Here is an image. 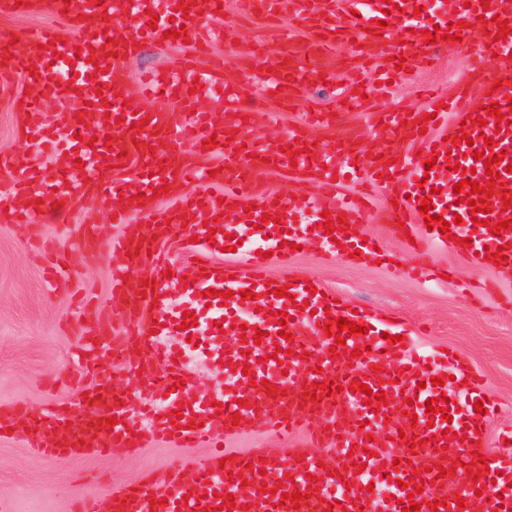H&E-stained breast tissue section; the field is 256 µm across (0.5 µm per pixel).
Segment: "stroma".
Wrapping results in <instances>:
<instances>
[{"label":"stroma","mask_w":512,"mask_h":512,"mask_svg":"<svg viewBox=\"0 0 512 512\" xmlns=\"http://www.w3.org/2000/svg\"><path fill=\"white\" fill-rule=\"evenodd\" d=\"M51 26L60 34L71 27L60 15L38 12L0 16V28L19 36L12 51L24 52L27 37ZM213 47L263 65L279 51L275 24L242 17L236 0H224V14L212 19ZM481 39L473 34L463 42H448L440 50L434 69L402 79L391 92L376 101L378 110L421 109L425 86L452 91L455 84L473 79L471 49ZM188 44L157 46L141 42L123 63L128 103L137 107V89L147 75L160 73L172 56L187 52ZM345 67H337L336 80L313 81L295 100L267 122L247 126L249 142L287 138L305 113L328 111L336 115L337 129L361 122L362 115L343 106L347 91ZM30 86L18 77L11 93L0 94V151H23L20 98ZM116 197L103 198L95 208L63 207L51 212L41 227L43 237L72 242L76 228H93L98 236L119 233L108 214ZM360 232L379 238L384 261L369 259L352 264L339 256L325 257L313 244L296 255L295 274L317 280L337 299L371 311L382 320L397 319L409 327L424 326L425 335L414 337L423 350L449 349L465 358L484 378L487 392L500 407L487 418L485 429L490 449H497V434L512 425V269L486 266L475 270L452 253L437 249L431 257L444 278L432 285L415 282L404 269L415 259L404 232L374 213ZM46 253L31 241L27 225L13 223L0 206V407L22 400L33 408L47 401L66 402L72 412L82 411V379L72 369L70 357L82 346L72 324L98 321L101 313L78 312L69 296L53 294L43 279ZM113 257L102 256L75 271L73 286L81 293L107 303ZM488 280L495 291L472 289V282ZM199 448H181L171 441H150L138 453L115 448L105 454L54 462L31 454L21 437H0V512H72L75 499L101 501L117 488L149 473L163 474L174 463L202 456Z\"/></svg>","instance_id":"35a3bbf8"}]
</instances>
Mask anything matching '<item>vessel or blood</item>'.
I'll use <instances>...</instances> for the list:
<instances>
[{
  "label": "vessel or blood",
  "mask_w": 512,
  "mask_h": 512,
  "mask_svg": "<svg viewBox=\"0 0 512 512\" xmlns=\"http://www.w3.org/2000/svg\"><path fill=\"white\" fill-rule=\"evenodd\" d=\"M222 0H0V14L29 12L44 7L65 13L73 24L69 39L56 29L45 28L26 41L29 57L52 63V72L38 74L35 89L24 99V136L37 154H1L0 170L11 174L6 198L16 223L38 225L41 215L36 200L50 203L70 199L95 202L109 194L123 195L114 209L113 223L122 231L108 241L90 237L83 245L89 251H104L123 257L112 271L107 319L86 329L88 349L79 374L90 381L83 391L88 414L74 420L68 406L55 404L35 411L18 402L0 410V435H25L27 445L46 459L69 460L103 454L113 448L129 450L152 439H166L188 448H208L209 453L189 467L173 466L163 482L140 481L136 488L112 491L108 498L92 503L90 512H212L222 497L235 498L232 512H402L401 500L415 489L420 512H475L477 500L489 512H512V454L488 460V473L473 484L466 466L476 455L485 454L478 444L474 425L485 419L495 405L486 399L481 379L462 358L442 352L425 356L399 342V325L378 319L366 309H353L333 294H311L308 279L294 276L291 244H323L329 254L361 252L378 254L377 240L362 239L357 229L373 208L375 196L392 200L391 218L420 225L416 250L445 246L470 266L485 267L484 250L504 248L512 267V230L490 234L487 227L472 222L470 207L458 194L447 193L449 183H460L467 170L485 184L488 173L500 176L512 193V34L498 38L499 22L512 24V0H441L437 10L423 6L424 0H395L397 7L384 13L382 0H239L241 11L263 18L282 17L295 22L305 36L281 40L278 60L271 72L250 67L248 61L228 62L226 55L208 52L209 30L205 25ZM170 19V26H150L149 13ZM111 16L120 23V34L108 39L102 19ZM386 28H377L379 20ZM460 23L461 36H469L470 25L482 31L484 55L493 53L494 69L484 60L474 62L482 80L478 88L462 82L453 94L432 95L425 111L379 112L374 127L380 134L404 141L394 151L379 145L377 155H367L357 144L365 136L363 127L346 129L329 143L313 144L304 127L291 130L287 141L245 144L241 132L255 111H242L240 100L255 88L261 97L286 104L299 90L320 74L337 49L356 45L362 60L382 64L381 81L398 80L394 59L404 56L406 67L425 68L436 47L424 40L433 27L448 28ZM179 32L195 47L194 53L173 57L165 70L148 77L142 91L144 104L127 107L119 60L135 42H163L166 29ZM502 89H495V82ZM95 94H85V85ZM221 95L220 111L201 107L207 96ZM61 101L63 108L47 118L46 99ZM498 103L503 120L488 117L476 125L478 106ZM97 126L112 135L111 142L88 144L80 134ZM469 134L470 143L451 148L447 139L457 129ZM496 147H486V139ZM503 155V162L485 167L475 153ZM173 153L184 154L183 164L165 166ZM223 155L222 172L210 174L197 158ZM138 158L140 178L117 181L131 158ZM436 168H426L427 159ZM458 171H451V164ZM289 170L307 178L302 200L264 189L260 175L267 169ZM208 183L207 191L180 199L175 207L157 203L156 190L167 184ZM367 185L364 193L349 191V182ZM435 186L426 195L420 182ZM430 206L428 215L443 216L448 233L425 228L421 203ZM329 212L336 224L325 231L321 212ZM307 212L311 224L296 226L297 214ZM141 216L153 226L144 233L131 221ZM184 224H176V217ZM461 224H454V217ZM218 231L208 235L207 222ZM254 222L257 229L245 237L235 252L242 256L238 267L217 261L216 256L237 233L240 224ZM178 234L184 255L196 258L192 277L172 270L163 245L170 234ZM53 259L45 270L52 289L69 292L72 285L71 259L65 249L52 246ZM273 252L283 275L278 281L267 276L265 252ZM150 265L152 282L138 273ZM289 287L290 297L273 294L274 286ZM255 290L243 299L242 290ZM231 299H223L224 291ZM195 315V326H184V312ZM287 313L289 338H280L278 313ZM362 324L366 332L335 345L324 329L331 317ZM120 318L144 339V355L112 348V320ZM206 328V339L197 347L208 364L226 377L223 389L183 397L175 378L186 375L189 338L196 325ZM119 362L139 376L145 396L138 410L123 403L124 396L97 371L96 355ZM452 361L456 376L465 379L462 408L448 406L446 415H429L427 399L440 396L442 386L432 385L443 375V364ZM333 383L338 393L314 401L305 385ZM385 393L386 406L365 405L367 393ZM483 412H475V403ZM401 408V421H393L394 408ZM182 418H175V410ZM116 425H108V418ZM260 429L288 441L304 436L309 451L293 448L287 461L270 456L267 449L226 458L222 442L242 429ZM330 449L337 476H329L318 465L315 448ZM437 463L426 471L422 460ZM446 475H439V468ZM191 470L184 479L183 470ZM317 476L310 488L309 476ZM382 482L390 490L384 499L369 492L370 483ZM310 492V499L293 505L287 493ZM464 506H457L456 497ZM447 499V506L431 510L434 500ZM159 507H152V500Z\"/></svg>",
  "instance_id": "obj_1"
}]
</instances>
